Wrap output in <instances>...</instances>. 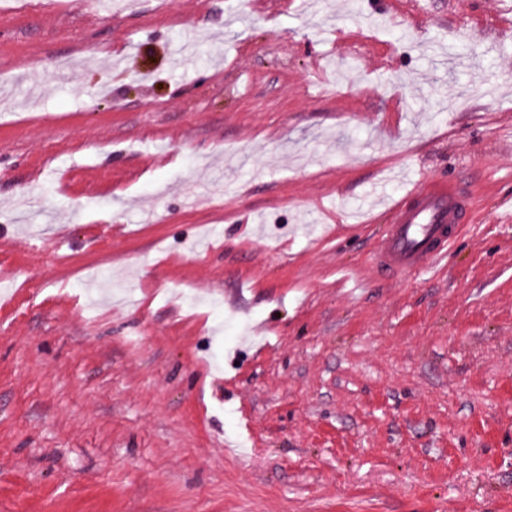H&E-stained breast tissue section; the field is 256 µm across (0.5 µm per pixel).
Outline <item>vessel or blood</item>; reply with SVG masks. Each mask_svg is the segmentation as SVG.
<instances>
[{
	"instance_id": "1",
	"label": "vessel or blood",
	"mask_w": 512,
	"mask_h": 512,
	"mask_svg": "<svg viewBox=\"0 0 512 512\" xmlns=\"http://www.w3.org/2000/svg\"><path fill=\"white\" fill-rule=\"evenodd\" d=\"M388 214L390 223L372 256L383 280L434 274L455 236L472 222L474 205L459 183L418 175L389 202Z\"/></svg>"
}]
</instances>
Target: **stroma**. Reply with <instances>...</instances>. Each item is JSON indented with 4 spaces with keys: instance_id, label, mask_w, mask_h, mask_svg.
<instances>
[{
    "instance_id": "stroma-1",
    "label": "stroma",
    "mask_w": 512,
    "mask_h": 512,
    "mask_svg": "<svg viewBox=\"0 0 512 512\" xmlns=\"http://www.w3.org/2000/svg\"><path fill=\"white\" fill-rule=\"evenodd\" d=\"M14 2L0 512H512V0ZM414 172L476 213L381 281Z\"/></svg>"
}]
</instances>
